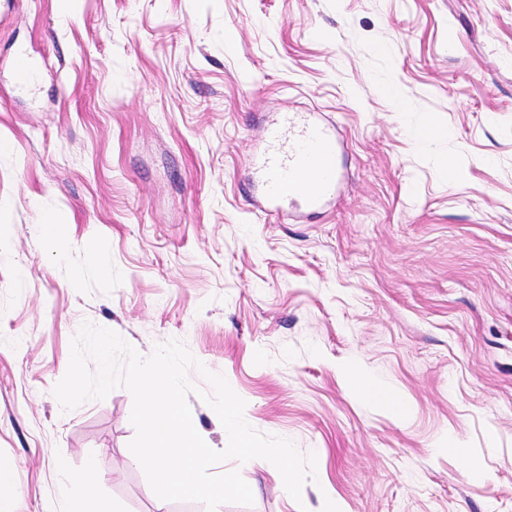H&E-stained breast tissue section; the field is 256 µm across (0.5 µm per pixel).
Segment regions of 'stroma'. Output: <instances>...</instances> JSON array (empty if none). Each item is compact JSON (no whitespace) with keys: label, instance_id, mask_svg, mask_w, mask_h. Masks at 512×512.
Wrapping results in <instances>:
<instances>
[{"label":"stroma","instance_id":"35a3bbf8","mask_svg":"<svg viewBox=\"0 0 512 512\" xmlns=\"http://www.w3.org/2000/svg\"><path fill=\"white\" fill-rule=\"evenodd\" d=\"M284 112L342 145L315 214L253 206ZM86 321L316 453L297 500L216 465L254 495L217 512H512V0H0V502L79 512L91 463L106 512H206L152 491L126 389L62 410ZM353 385L357 393L370 397L379 404L391 409H398L400 406V402L394 393L385 389L373 388L363 376H356Z\"/></svg>","mask_w":512,"mask_h":512}]
</instances>
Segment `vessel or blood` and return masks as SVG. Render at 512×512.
<instances>
[{
	"mask_svg": "<svg viewBox=\"0 0 512 512\" xmlns=\"http://www.w3.org/2000/svg\"><path fill=\"white\" fill-rule=\"evenodd\" d=\"M257 162L267 211L318 212L336 193L342 173L335 132L310 115H284L265 131Z\"/></svg>",
	"mask_w": 512,
	"mask_h": 512,
	"instance_id": "1",
	"label": "vessel or blood"
}]
</instances>
